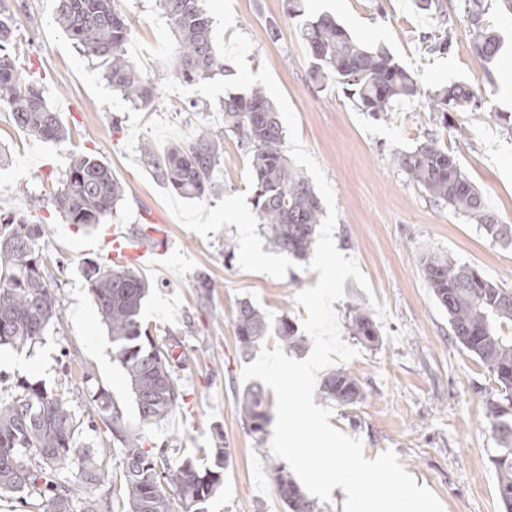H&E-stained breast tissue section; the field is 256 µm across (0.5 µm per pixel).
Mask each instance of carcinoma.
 <instances>
[{
  "label": "carcinoma",
  "instance_id": "carcinoma-1",
  "mask_svg": "<svg viewBox=\"0 0 512 512\" xmlns=\"http://www.w3.org/2000/svg\"><path fill=\"white\" fill-rule=\"evenodd\" d=\"M470 16L477 55L491 63L502 48L499 32L482 24L485 11L495 6L512 17V0H464ZM55 19L80 52L103 67V77L137 111H152L161 103L159 88L129 59L126 44L131 27L115 0H55ZM158 7L175 40L174 71L184 83L209 79L226 70L212 41V20L201 0H158ZM288 18L298 24L311 57L309 77L319 85L335 80L356 99L361 111L374 119L387 116L394 101L416 97L421 88L415 76L384 48H370L353 39L331 16L308 17L303 0H289ZM12 17L0 11V109L11 124L29 136L50 142L70 138L58 113L48 105L41 83L26 78L18 58L3 52L13 43ZM432 111L459 137L466 129L451 122V113L478 109L485 90L452 83L428 97ZM224 130L196 128L186 140L158 151L146 140L142 163L168 190L188 199L207 200L218 192L214 171L224 155V132L235 134L249 155V189L257 223L273 248L297 259L313 249L321 201L308 179L290 166L285 150L286 130L280 113L261 87L244 94L224 95ZM407 178L437 203L478 221L491 238L512 243V224L485 203L481 192L462 172L454 156L437 139L427 137L415 148L395 154ZM126 194L112 167L100 156L78 151L65 177L51 186L49 199L67 223L94 227L102 223ZM49 225L33 215L17 212L0 200V322L11 334L0 335V346L33 347L61 318L62 308L49 281L38 241ZM424 277L437 303L448 314L451 336L477 358L493 376L496 398L487 401L488 416L502 445L493 459L498 472L497 492L504 512H512V293L498 287L476 268L452 258L427 255ZM84 276L91 299L107 327L115 360L120 364L136 403L138 421L123 420L107 394H92L110 437L86 443L82 422L64 394L37 383H20L19 395L0 401V496L14 495L28 512H94L92 503L79 500L102 485L106 457L119 461L112 502L119 512H205L203 504L224 484L229 451L217 448L212 463L200 468L193 458L170 463L166 448H146V430L165 421L185 403L175 369L186 358L177 345L154 338L140 319L150 284L130 265L85 261ZM350 335L360 343L379 342L378 328L360 305L350 308ZM235 333L244 355L262 343L270 329L267 316L250 303H240L234 316ZM282 346L296 351L307 338L294 321L283 318L274 330ZM318 395L344 406L362 402L365 391L347 370L327 375ZM236 406L249 434H268L273 403L260 385L245 389ZM79 459L76 474L61 464ZM277 494L288 512H321L291 478L286 465L270 466Z\"/></svg>",
  "mask_w": 512,
  "mask_h": 512
}]
</instances>
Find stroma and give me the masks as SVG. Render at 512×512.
Returning <instances> with one entry per match:
<instances>
[{"mask_svg": "<svg viewBox=\"0 0 512 512\" xmlns=\"http://www.w3.org/2000/svg\"><path fill=\"white\" fill-rule=\"evenodd\" d=\"M312 15L327 14L366 46L383 47L414 74L420 95L397 101L385 118L360 112L335 83L314 85L311 59L289 20L288 0H232L235 28L252 47L251 72L268 67L292 105L304 147L322 168L334 194L338 218L335 246L353 258L373 288L365 293L354 279L334 302L340 327L348 308L377 299L390 318L379 322V345L360 347L345 363L366 392L363 402L333 406L330 424L360 441L367 459L393 451L417 485L432 491L444 512H501L493 459L497 437L486 401L494 386L484 369L454 343L447 313L436 302L420 259L427 253L453 257L479 269L497 286L512 292V244L487 236L470 217L434 202L412 184L394 162L396 152L425 137L437 138L462 171L480 189L486 204L512 223V135L490 120L493 112L512 113V20L488 10L483 22L504 41L501 56L488 63L473 46L462 0H443L436 17L416 9L413 0H304ZM13 14L24 50V73L39 78L45 97L72 137L43 142L19 131L0 112V199L17 210L45 217L49 234L41 241L55 264L48 272L62 306L41 344L16 351L0 348V399L9 400L18 383L49 389L70 376L92 379L71 391L69 400L81 418L96 417L90 392L105 391L125 421L137 420V408L112 342L93 304L83 273L84 259L103 261L97 243L107 225L165 227L169 239L163 269L146 270L152 287L141 320L158 340L178 343L187 356L178 371L187 397L160 425L147 433L149 444L169 443L171 461L191 454L203 459L211 448L230 452L224 484L205 512H287L269 476L276 457L270 439H255L245 429L236 397L246 386L233 319L241 301H249L271 320L302 322L307 313L297 294L316 285L308 261L276 251L255 223L249 200V158L233 133L224 129L218 103L200 94L162 95L154 111L131 109L104 79L97 63L82 55L58 27L55 0H0ZM131 26L130 59L156 82L171 77L173 36L156 0H122ZM277 23L270 40L266 25ZM450 39L448 52L434 42ZM453 82L484 86L483 111L458 112L454 118L468 133L448 131L426 104L428 93ZM202 109L189 111L190 102ZM120 115V131L112 117ZM207 126L224 134V155L215 169L219 195L206 201L186 199L157 183L141 163L140 145L162 149ZM99 152L125 186L126 195L107 224L79 227L54 210L44 191L59 181L75 151ZM250 224L255 262H245L239 223ZM232 260H225V248ZM209 276L211 291L200 292L198 279Z\"/></svg>", "mask_w": 512, "mask_h": 512, "instance_id": "obj_1", "label": "stroma"}]
</instances>
